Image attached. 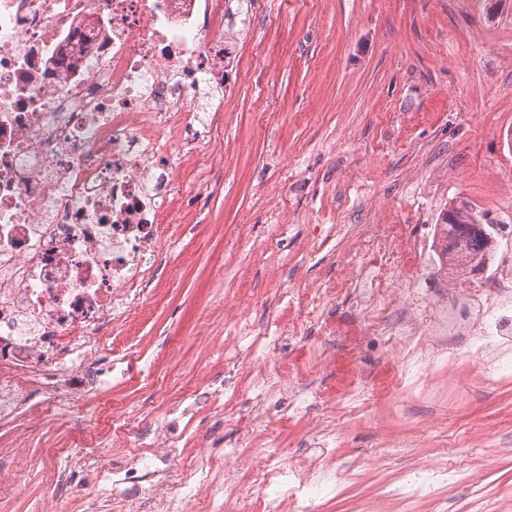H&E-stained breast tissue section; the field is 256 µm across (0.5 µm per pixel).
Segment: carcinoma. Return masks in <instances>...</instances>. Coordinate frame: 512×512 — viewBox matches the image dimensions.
I'll list each match as a JSON object with an SVG mask.
<instances>
[{
    "label": "carcinoma",
    "mask_w": 512,
    "mask_h": 512,
    "mask_svg": "<svg viewBox=\"0 0 512 512\" xmlns=\"http://www.w3.org/2000/svg\"><path fill=\"white\" fill-rule=\"evenodd\" d=\"M495 235L487 229L473 207L465 201H454L443 209L440 223L435 225V255L439 266L446 269L456 258L467 260L469 273L484 265L494 249Z\"/></svg>",
    "instance_id": "cac0c4a2"
}]
</instances>
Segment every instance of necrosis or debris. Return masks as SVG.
<instances>
[{
  "mask_svg": "<svg viewBox=\"0 0 512 512\" xmlns=\"http://www.w3.org/2000/svg\"><path fill=\"white\" fill-rule=\"evenodd\" d=\"M229 0H0V421L39 386L61 409L96 386L107 331H121L174 221L184 184L171 153L221 161L199 138L224 91ZM403 287L365 276L360 335L427 382L469 358L512 364V249L480 280L430 299L405 250ZM336 463L295 471L291 497L324 495Z\"/></svg>",
  "mask_w": 512,
  "mask_h": 512,
  "instance_id": "4bbe7bcc",
  "label": "necrosis or debris"
}]
</instances>
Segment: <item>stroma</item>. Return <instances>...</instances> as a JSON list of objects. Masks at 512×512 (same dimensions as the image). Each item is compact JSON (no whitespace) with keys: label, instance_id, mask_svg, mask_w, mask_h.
Here are the masks:
<instances>
[{"label":"stroma","instance_id":"stroma-1","mask_svg":"<svg viewBox=\"0 0 512 512\" xmlns=\"http://www.w3.org/2000/svg\"><path fill=\"white\" fill-rule=\"evenodd\" d=\"M224 36L233 47L224 118L217 132L224 159L174 223L125 339L107 352L96 389L75 412L39 390L11 421L0 422V512H42L56 496L66 512H125L115 480L141 454L136 434L169 421L175 456L159 469H188L173 489L176 512H252L268 487L225 501L214 490L224 451L248 425L256 358L275 348V377L298 366L312 387L327 389L309 411L334 422L328 451L353 469L310 512H358L367 496L383 512H471L477 500L512 512V458L494 444L512 438V370L449 382L438 366L427 386L390 381L387 355L362 339L359 362L375 387L343 396L352 366L320 357L353 333L343 298L376 245L369 231L393 227L395 249L431 243L450 199L512 225V0H232ZM181 409L167 415L171 402ZM236 424L223 422L224 404ZM270 437L244 449L288 470L315 449L294 405H267ZM436 417V432L417 426ZM418 436L432 446L427 466L446 468L434 497L409 498L402 475L409 449L379 448V435ZM207 439L210 447L200 450ZM25 440L14 457L16 440ZM100 447V456L90 447ZM481 472V484L470 482ZM71 483L59 482L61 473Z\"/></svg>","mask_w":512,"mask_h":512}]
</instances>
